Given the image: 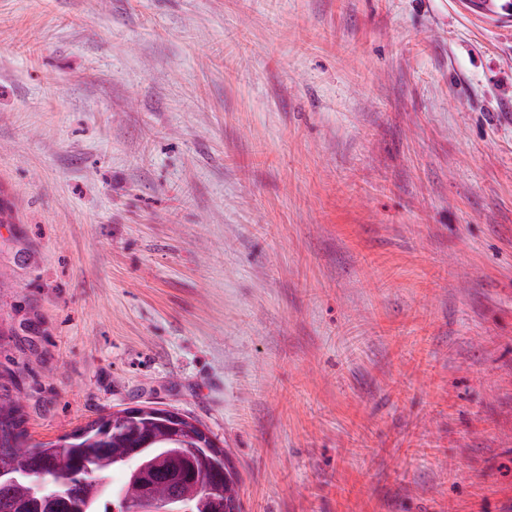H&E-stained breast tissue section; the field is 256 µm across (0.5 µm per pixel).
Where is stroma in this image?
Returning <instances> with one entry per match:
<instances>
[{
  "label": "stroma",
  "mask_w": 512,
  "mask_h": 512,
  "mask_svg": "<svg viewBox=\"0 0 512 512\" xmlns=\"http://www.w3.org/2000/svg\"><path fill=\"white\" fill-rule=\"evenodd\" d=\"M0 388L157 406L243 512H512V15L0 0Z\"/></svg>",
  "instance_id": "obj_1"
}]
</instances>
